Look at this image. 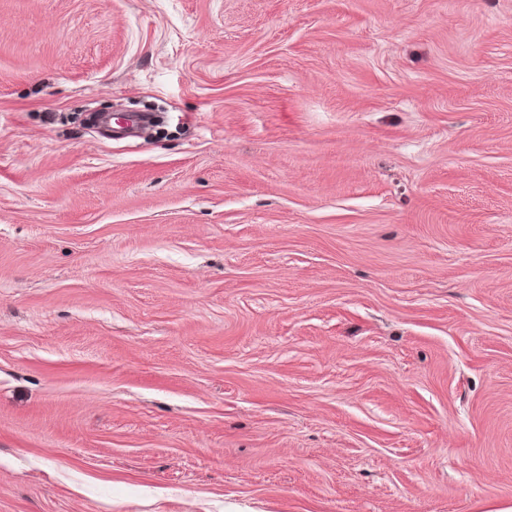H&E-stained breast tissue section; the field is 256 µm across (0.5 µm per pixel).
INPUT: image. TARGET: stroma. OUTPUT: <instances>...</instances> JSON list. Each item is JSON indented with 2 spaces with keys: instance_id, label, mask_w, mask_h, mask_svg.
<instances>
[{
  "instance_id": "obj_1",
  "label": "stroma",
  "mask_w": 512,
  "mask_h": 512,
  "mask_svg": "<svg viewBox=\"0 0 512 512\" xmlns=\"http://www.w3.org/2000/svg\"><path fill=\"white\" fill-rule=\"evenodd\" d=\"M0 512H512V0H0Z\"/></svg>"
}]
</instances>
